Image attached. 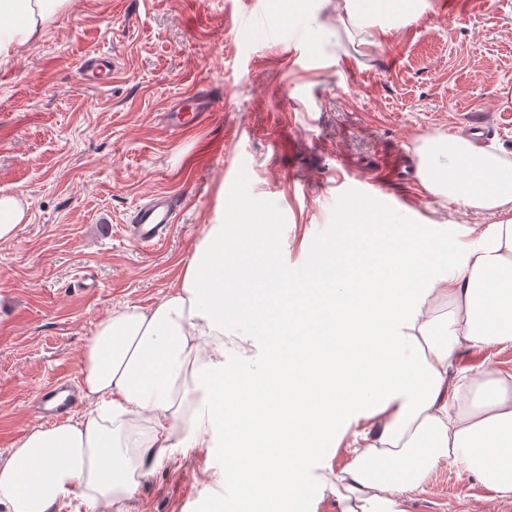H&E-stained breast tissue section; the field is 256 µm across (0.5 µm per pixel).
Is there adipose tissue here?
<instances>
[{"label": "adipose tissue", "instance_id": "1", "mask_svg": "<svg viewBox=\"0 0 512 512\" xmlns=\"http://www.w3.org/2000/svg\"><path fill=\"white\" fill-rule=\"evenodd\" d=\"M67 0H0V53L37 40ZM432 193L505 213L444 271L446 238L352 206L339 238L285 289L268 225H207L178 286L157 304L112 310L79 361L90 410L24 432L0 454V512H55L74 497L120 512L176 448L225 433L234 484L277 512H310L302 477L324 448L351 459L342 512H407L409 492L446 465L512 500V372L457 365L462 348L512 345V162L462 136L427 141ZM266 310L287 364L248 326ZM238 331L224 362V337ZM263 365H255V356Z\"/></svg>", "mask_w": 512, "mask_h": 512}]
</instances>
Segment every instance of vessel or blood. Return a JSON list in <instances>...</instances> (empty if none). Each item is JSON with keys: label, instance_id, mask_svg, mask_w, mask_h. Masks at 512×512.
<instances>
[{"label": "vessel or blood", "instance_id": "1", "mask_svg": "<svg viewBox=\"0 0 512 512\" xmlns=\"http://www.w3.org/2000/svg\"><path fill=\"white\" fill-rule=\"evenodd\" d=\"M209 111L208 100L200 95L183 98L180 106L174 107L167 115V123L179 130H187L199 125ZM399 157L393 156L383 161L381 167L372 175L369 184L375 190H385L400 166ZM181 207L176 195L161 192L153 194L146 204L136 206L126 226V235L136 246L154 247L159 245L170 233L177 222ZM69 379L56 380L46 391L47 398L56 399V406L46 409V418L59 420L65 417L75 403L71 393Z\"/></svg>", "mask_w": 512, "mask_h": 512}]
</instances>
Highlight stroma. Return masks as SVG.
I'll use <instances>...</instances> for the list:
<instances>
[{
  "label": "stroma",
  "mask_w": 512,
  "mask_h": 512,
  "mask_svg": "<svg viewBox=\"0 0 512 512\" xmlns=\"http://www.w3.org/2000/svg\"><path fill=\"white\" fill-rule=\"evenodd\" d=\"M413 21L353 26L336 0L281 16L268 0H69L42 36L0 55V194L29 202V223L0 241V452L38 426L41 392L77 375L96 323L149 307L179 282L206 225L273 224L278 260L307 267L356 202L449 240L499 221L428 191L426 138L484 113L483 143L512 161V0H421ZM214 103L198 133L164 115L189 91ZM407 160L380 195L364 181ZM182 197L163 244L130 243L124 226L152 193ZM92 275L96 286L79 282ZM225 440L173 450L126 512H206L224 485ZM348 462L310 466L317 512H339L331 486ZM408 512H512L469 476L434 469Z\"/></svg>",
  "instance_id": "stroma-1"
}]
</instances>
